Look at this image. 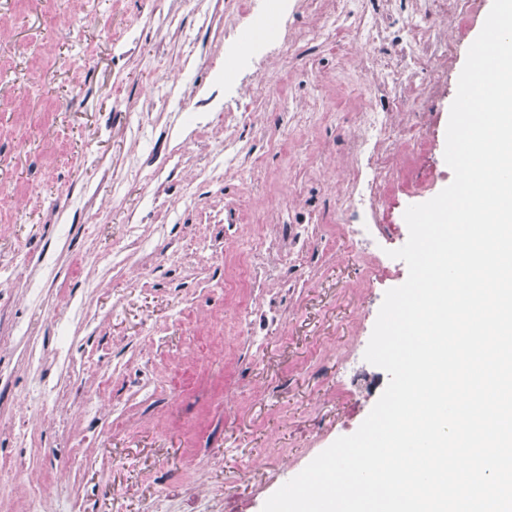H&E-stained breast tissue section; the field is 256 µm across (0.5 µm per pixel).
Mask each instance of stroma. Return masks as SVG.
I'll return each instance as SVG.
<instances>
[{"mask_svg": "<svg viewBox=\"0 0 512 512\" xmlns=\"http://www.w3.org/2000/svg\"><path fill=\"white\" fill-rule=\"evenodd\" d=\"M491 6L457 0L438 17L430 0H354L345 15L337 0H298L275 18L290 57L264 54L228 83L216 69L226 40L265 0H0V456L27 446L41 512H153L160 500L193 512L211 494L222 512H262L359 428L389 380L364 353L408 268L376 262L350 235L347 142L364 105L389 111L382 85L407 76L423 99L404 118L419 140L391 150L377 212L398 249L406 208L453 179L450 106ZM337 24L342 45L324 36ZM373 25L385 41H366ZM417 26L452 51L408 65L396 44ZM261 82L278 94L253 96ZM244 107L252 123L224 125ZM307 219V250L276 263L296 283L279 297L284 319L249 354L242 265L265 261L262 238ZM30 339L61 384L39 412L21 354ZM73 448L82 464L57 475Z\"/></svg>", "mask_w": 512, "mask_h": 512, "instance_id": "stroma-1", "label": "stroma"}]
</instances>
